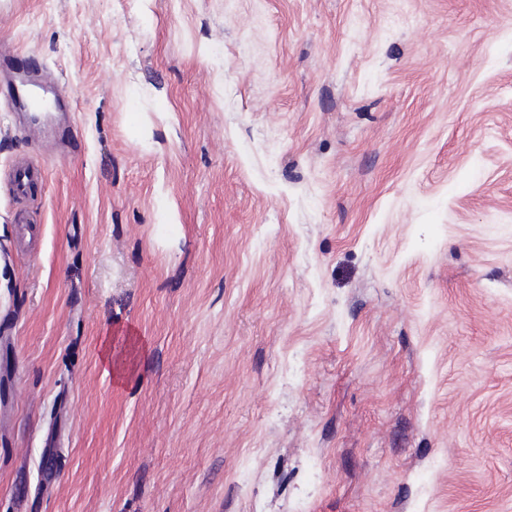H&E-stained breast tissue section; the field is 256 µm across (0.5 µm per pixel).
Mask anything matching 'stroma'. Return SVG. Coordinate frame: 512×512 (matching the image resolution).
Here are the masks:
<instances>
[{
    "label": "stroma",
    "mask_w": 512,
    "mask_h": 512,
    "mask_svg": "<svg viewBox=\"0 0 512 512\" xmlns=\"http://www.w3.org/2000/svg\"><path fill=\"white\" fill-rule=\"evenodd\" d=\"M0 43L72 126L0 109V512H512V0H0ZM41 169L30 164L19 163L12 172L15 194L23 198L28 194L31 185L40 177Z\"/></svg>",
    "instance_id": "1"
}]
</instances>
